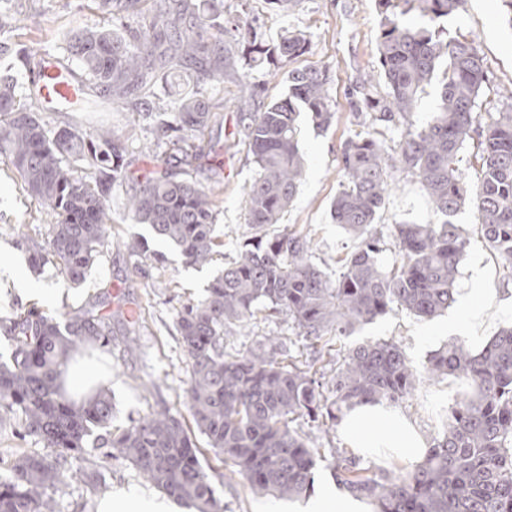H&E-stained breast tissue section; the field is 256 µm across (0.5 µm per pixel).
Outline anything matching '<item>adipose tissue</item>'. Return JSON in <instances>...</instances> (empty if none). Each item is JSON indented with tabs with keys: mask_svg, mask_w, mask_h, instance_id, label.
Returning a JSON list of instances; mask_svg holds the SVG:
<instances>
[{
	"mask_svg": "<svg viewBox=\"0 0 512 512\" xmlns=\"http://www.w3.org/2000/svg\"><path fill=\"white\" fill-rule=\"evenodd\" d=\"M341 430L351 447L387 449L409 464L420 463L427 443L397 411L383 402H366L346 412ZM173 502L146 492L108 490L95 497L93 512H172Z\"/></svg>",
	"mask_w": 512,
	"mask_h": 512,
	"instance_id": "adipose-tissue-1",
	"label": "adipose tissue"
}]
</instances>
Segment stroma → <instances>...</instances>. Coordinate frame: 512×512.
<instances>
[{"instance_id":"1","label":"stroma","mask_w":512,"mask_h":512,"mask_svg":"<svg viewBox=\"0 0 512 512\" xmlns=\"http://www.w3.org/2000/svg\"><path fill=\"white\" fill-rule=\"evenodd\" d=\"M0 7L10 10L18 19L10 34L12 42L35 46L43 53L66 58V36L71 28L111 27L110 15L100 12L94 0H0ZM501 0H464L459 11L449 16L446 26L452 37L472 40L483 57L487 70L483 109L495 111L512 90V26L504 19ZM257 17L265 38L277 42L285 31L301 29L308 33V52L291 63L281 65L278 72L268 66L249 67L238 48L237 31L224 38V68L219 84L209 88L211 96L229 101L253 100L266 104L288 91L291 68L327 70L335 102V117L327 129L316 128L308 114H301L299 146L305 158V172L292 204L283 213L279 225L310 235L315 245L314 261L328 276H335L337 259L350 251L352 242L345 230L334 223L331 205L343 179L341 147L363 122L354 113L349 89L367 83L376 96L387 93V83L377 58L380 16L376 0H294L288 11H280L270 0H218L212 15L214 23L245 21ZM44 118L53 127H73L90 132L98 126L111 128L128 145L127 179L112 191L110 205L112 235L83 283L67 284L54 266H45L37 280L51 289L53 302L38 295H24L15 283L0 274V321L15 317L31 306L58 315L87 304L106 287L124 292L127 308L139 316L138 351L128 356L124 351L121 322H113V338L106 359L111 367L107 390L112 397L114 425L126 426L130 420L166 406L170 413L188 418L185 380L187 361L180 336L174 328V315L183 306L202 299L212 278L238 255L240 244L251 235L245 206L246 191L255 176L251 155L235 143L231 132L237 121L235 111L224 110L220 122L212 124L192 144L168 142L160 144L158 159L194 153L196 159L186 170L194 181L208 183L216 169L224 171L223 193L217 214L218 233L224 242L210 264L185 266L181 255L167 243L152 238L148 226L136 223L128 214L126 203L140 177L150 163L141 152L144 142L152 140L153 121L140 106L127 103L104 106L99 112L72 109L48 112ZM53 212L26 191L14 169L0 163V265L15 263L27 269L26 254L18 245L16 225H27L29 231L46 229L54 223ZM443 217L429 202L415 177L398 172L377 224L384 231L393 225L439 224ZM469 231L470 244L456 281V301L446 314L422 319L405 310L394 308L373 322L355 330L343 339L345 347L366 341L393 340L403 347L414 366H423L431 351L451 341H464L471 349L482 346L483 339L495 336L503 327L512 325V284L504 283L501 264L495 253L474 231L475 209L466 206L455 218ZM148 238L151 249L165 253L162 268L144 264L143 274L133 268L136 259L125 250L124 241ZM483 281L497 302L490 323L480 336L470 328H449V319L458 317L462 304L475 281ZM267 336L281 337L286 348L300 361H308L310 351L297 336L286 315L257 317L248 326L227 333V351L256 348ZM458 380L423 381L407 400L396 409L417 429L425 440L441 437L439 415L459 396ZM202 448L201 463L212 487L224 506V512H302L301 501L275 498L254 493L241 477L231 475L229 468L215 457L205 436H198ZM88 466L101 473L97 487L71 481L56 494L59 512H90L98 490L124 488L141 490L149 483L129 463L106 461L89 456Z\"/></svg>"}]
</instances>
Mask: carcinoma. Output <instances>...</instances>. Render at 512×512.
Returning a JSON list of instances; mask_svg holds the SVG:
<instances>
[{"instance_id":"1","label":"carcinoma","mask_w":512,"mask_h":512,"mask_svg":"<svg viewBox=\"0 0 512 512\" xmlns=\"http://www.w3.org/2000/svg\"><path fill=\"white\" fill-rule=\"evenodd\" d=\"M97 8L122 20L141 13L145 0H94ZM463 0H377V44L389 92L374 96L366 87L351 101L356 112L398 132L392 146L374 131L361 130L342 147L345 180L332 203V219L352 237L332 280L313 261L311 239L291 230L270 237L293 201L303 174L298 147L299 115L327 128L334 116L327 70L288 71V94L255 111L237 106L238 141L248 148L256 175L246 194L254 233L224 267L203 299L178 311L175 329L188 358L186 400L199 432L215 455L254 491L290 499L307 494L312 473L324 459L294 427L307 418L336 430L344 412L364 401L399 403L424 377H454L465 384L443 416L442 437L433 439L422 462L403 474L368 476L356 456L336 449L332 469L347 491L374 505L375 512H512V327L503 328L479 352L451 341L412 365L402 346L377 340L336 350V369L315 376L296 357L269 339L256 350L224 351V333L273 310L285 313L297 335L313 349L352 333L392 307L432 318L454 302V287L468 232L453 222L467 205L476 209V229L497 253L503 279L512 282V95L495 116L481 118L480 96L487 82L484 59L463 38H448L445 19ZM215 0H177L158 10L149 24L134 29L76 27L66 51L82 77L112 104L135 102L153 111L151 89L159 74L189 72L196 83L218 82L224 59L221 25L211 22ZM415 11L427 24L410 28L402 16ZM248 65L278 66L304 55L309 38L290 31L277 45L265 43L246 23L239 42ZM16 53L31 74L29 93L0 78V158L21 177L27 191L57 216L45 237L22 234L29 262L37 270L59 268L76 286L95 263L111 235L112 189L128 177V148L108 128L85 134L52 128L43 119L36 86L43 55L0 41V55ZM441 77V101L427 124L417 128L411 112L422 87ZM220 104L182 94L171 119L157 126V141L173 133L187 139L217 119ZM474 150L478 180L472 185L459 168L463 150ZM399 168L420 183L441 224H396L391 234L400 260L386 267L378 255L387 246L376 219L390 190V170ZM174 176L173 165L151 172L128 199V211L154 236L177 247L185 264H207L217 246L216 191ZM133 256L162 263L165 256L137 237L124 242ZM125 316V349L136 352V323L124 315L123 299L107 290L59 319L36 310L4 326L13 343L10 362L0 361V410L18 416L21 431L51 449L21 453L0 479V512H58L55 493L76 476L89 437L106 458L132 464L164 494L223 512L199 450L184 422L166 410L112 429L113 406L99 392L78 402L64 390L61 374L85 346L108 351L112 318Z\"/></svg>"}]
</instances>
